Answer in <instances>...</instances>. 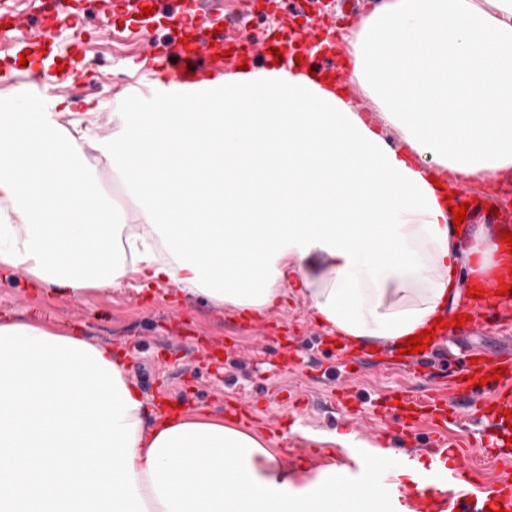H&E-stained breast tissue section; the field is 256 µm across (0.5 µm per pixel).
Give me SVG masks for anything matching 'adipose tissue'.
Returning a JSON list of instances; mask_svg holds the SVG:
<instances>
[{
  "label": "adipose tissue",
  "mask_w": 512,
  "mask_h": 512,
  "mask_svg": "<svg viewBox=\"0 0 512 512\" xmlns=\"http://www.w3.org/2000/svg\"><path fill=\"white\" fill-rule=\"evenodd\" d=\"M341 82L270 62L131 103L108 140L71 104L0 101V269L78 296L136 278L264 312L286 274L317 322L404 343L446 317L458 274L499 263L485 226L461 237L441 173L512 171V0H378L345 38ZM354 87L376 121L355 111ZM70 114L69 125L55 118ZM96 150L100 164L88 166ZM122 180L134 222L104 175ZM133 465L148 512H380L382 492L289 479L258 435L208 415L150 418Z\"/></svg>",
  "instance_id": "obj_1"
}]
</instances>
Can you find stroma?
<instances>
[{
  "mask_svg": "<svg viewBox=\"0 0 512 512\" xmlns=\"http://www.w3.org/2000/svg\"><path fill=\"white\" fill-rule=\"evenodd\" d=\"M65 2L82 26L83 40H76L65 22L38 44L33 37L40 17L53 10L54 0H0V30L19 15L29 31L28 37L0 46V98L31 94L32 83L20 71L19 57L33 52L45 58L48 71L65 67L76 98L98 104L91 133L108 139L119 130V114L145 75L175 81V74L161 69L147 52L150 43L168 44L179 38L177 18L188 0H155L149 16L140 11L138 0H126L117 13L112 10L113 0ZM336 2L328 0L321 9L308 6L301 14L294 12L291 0H278L273 8L262 7L259 0H219L217 9L223 17L250 12L248 32L260 39L286 20L307 21L313 32L323 22L342 34L356 30L358 12L368 0H356L354 15L341 13ZM103 25L110 34L96 39L94 33ZM282 292L279 305L248 319L243 311L214 306L203 296L182 293L169 284L139 291L128 281L70 297L54 293L24 271L1 270L0 320H39L111 347L128 380L148 403L166 399L181 404L185 413L207 411L220 417L225 400L254 398L259 411L247 428L260 436H267L271 421L287 425L301 417L309 438L339 440L351 414L369 419L379 397L406 387L407 380L396 369L352 374L333 364L323 375L313 368L282 373L289 350L313 360L330 340L327 330L316 323L295 278L283 279ZM272 318L283 320L285 326L266 344L262 337L269 332ZM343 383L351 394L348 413L330 404Z\"/></svg>",
  "mask_w": 512,
  "mask_h": 512,
  "instance_id": "35a3bbf8",
  "label": "stroma"
}]
</instances>
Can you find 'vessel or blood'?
<instances>
[{"label": "vessel or blood", "mask_w": 512, "mask_h": 512, "mask_svg": "<svg viewBox=\"0 0 512 512\" xmlns=\"http://www.w3.org/2000/svg\"><path fill=\"white\" fill-rule=\"evenodd\" d=\"M211 19L207 10L183 13L177 22L183 33L181 41L160 50L182 83H202L211 74L233 67L223 37L207 35ZM274 48L289 58L306 50L304 38L299 35L287 40L271 39L258 47L249 46L248 51L266 58ZM497 249L501 262L494 276L475 281L482 297H468L460 308L468 317L464 325L467 332L482 331L495 315L500 318L501 329L512 328V296L503 292L512 284V248L501 241ZM476 357L466 369V379L450 374L418 392L403 389L398 393L402 410H378L366 427L359 418L351 420L350 431L356 440L385 448L404 468L413 466L406 449L424 445L428 465L421 480L404 484L391 474L381 478L387 497L398 501L404 512H512V471L507 468L496 480H486L465 442L450 436L451 431L462 427L463 413L479 415L488 422L480 436L481 447L495 452L499 462L512 461V453L507 450L512 444V348L480 350ZM336 358L345 366L364 367L373 356L346 338L337 347ZM500 366L505 373L499 378L493 370ZM373 471L364 453L348 455L336 472L337 493L361 490Z\"/></svg>", "instance_id": "1"}]
</instances>
